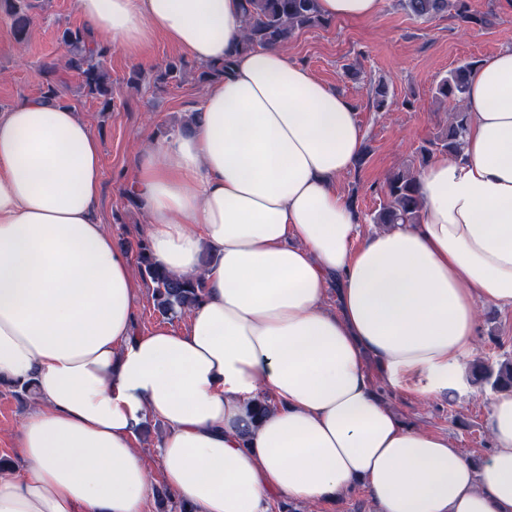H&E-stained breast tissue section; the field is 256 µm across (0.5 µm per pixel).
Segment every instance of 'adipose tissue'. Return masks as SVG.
Instances as JSON below:
<instances>
[{
  "instance_id": "1",
  "label": "adipose tissue",
  "mask_w": 512,
  "mask_h": 512,
  "mask_svg": "<svg viewBox=\"0 0 512 512\" xmlns=\"http://www.w3.org/2000/svg\"><path fill=\"white\" fill-rule=\"evenodd\" d=\"M76 7L131 54L160 35L198 64L234 58L189 130L132 158L153 257L207 295L185 328L136 333L98 141L59 99L0 113V378L37 385L0 512H142L149 417L166 425L164 483L193 512L358 485L375 512H512V394L489 398L493 451L476 464L404 423L368 368L425 400L467 391L479 306H512V48L473 70L462 156L420 170L419 223L363 236L336 188L363 146L352 104L280 48L236 52L240 0ZM260 393L275 401L261 417Z\"/></svg>"
}]
</instances>
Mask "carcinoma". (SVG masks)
Segmentation results:
<instances>
[{
    "instance_id": "cac0c4a2",
    "label": "carcinoma",
    "mask_w": 512,
    "mask_h": 512,
    "mask_svg": "<svg viewBox=\"0 0 512 512\" xmlns=\"http://www.w3.org/2000/svg\"><path fill=\"white\" fill-rule=\"evenodd\" d=\"M8 4L11 30L17 43L28 40L33 18L29 0H4ZM403 7L417 17L454 10L466 22L485 26L487 14L471 9L469 0H402ZM243 37L240 50L248 51L265 47H284L296 32L305 28H326L331 19L322 15L318 0H242ZM59 40L65 48L63 63L48 62L43 67L47 76L41 97L52 100L62 95L61 84L55 79L58 68L75 73L81 79V87L87 95L98 100L100 111L110 112L115 106L112 76L106 67L112 47L92 48L94 38L86 28H65ZM231 67L226 60L220 65L195 64L184 58H174L152 69L146 75L141 70L133 71L127 83L153 92L171 85L180 84L188 75L208 83L224 75ZM474 67L463 63L448 71L435 88L436 98L441 102L465 99L468 81ZM469 115L460 107L448 113L446 123L438 130L428 145L421 148L422 163L435 153L453 157L461 155L463 138L467 132ZM419 169L412 167L390 172L381 189L383 201L373 216L375 224H417L423 209V201L417 189ZM135 252L136 267L140 276L153 288L154 307L164 317H178L203 301L206 288L197 278H178L171 275L152 256L148 240L139 237L128 243ZM472 375L479 382L491 384L495 389H512V360L501 363L494 369L482 361L472 367Z\"/></svg>"
}]
</instances>
